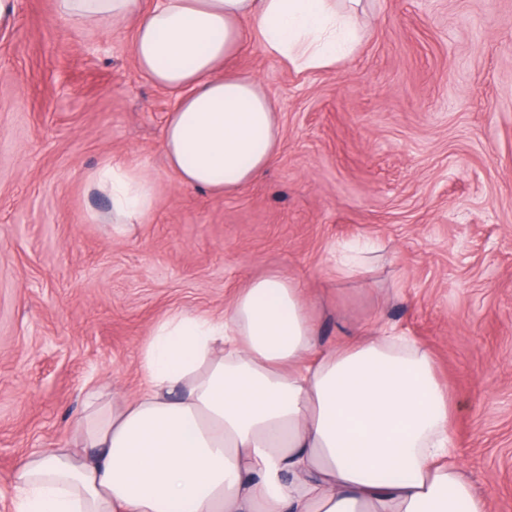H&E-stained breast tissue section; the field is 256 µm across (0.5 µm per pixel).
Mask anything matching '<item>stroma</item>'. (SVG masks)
Here are the masks:
<instances>
[{
	"label": "stroma",
	"instance_id": "35a3bbf8",
	"mask_svg": "<svg viewBox=\"0 0 512 512\" xmlns=\"http://www.w3.org/2000/svg\"><path fill=\"white\" fill-rule=\"evenodd\" d=\"M0 28V512L20 459L72 442L87 383L141 384L153 326L223 314L250 280L301 282L321 339L385 322L435 358L462 409L457 455L487 512H512V0H362L360 43L303 70L250 41L233 59L279 112L271 168L229 196L163 156L175 102L131 29L13 0ZM119 158L156 207L121 236L88 174ZM380 244L371 280L339 245Z\"/></svg>",
	"mask_w": 512,
	"mask_h": 512
}]
</instances>
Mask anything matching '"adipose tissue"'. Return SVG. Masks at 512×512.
<instances>
[{"instance_id":"ef3b65f1","label":"adipose tissue","mask_w":512,"mask_h":512,"mask_svg":"<svg viewBox=\"0 0 512 512\" xmlns=\"http://www.w3.org/2000/svg\"><path fill=\"white\" fill-rule=\"evenodd\" d=\"M60 19L135 20L139 70L177 98L168 169L224 195L272 165L271 99L226 62L254 31L264 51L307 69L359 43L337 0H55ZM88 183L116 233L154 209V182L111 161ZM130 397L89 389L73 447L24 457L15 512H486L460 465L452 402L431 353L378 325L324 345L299 281L251 280L223 316L157 323Z\"/></svg>"}]
</instances>
